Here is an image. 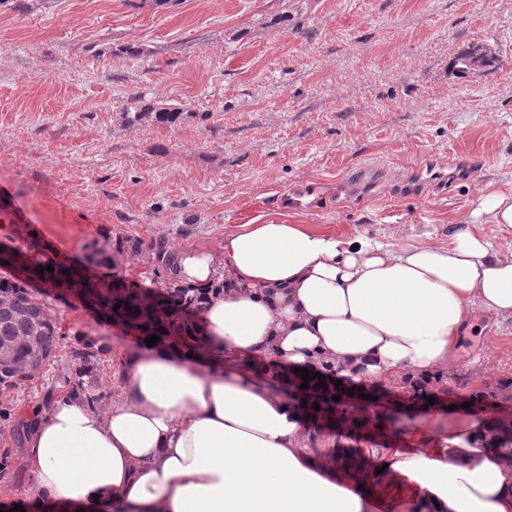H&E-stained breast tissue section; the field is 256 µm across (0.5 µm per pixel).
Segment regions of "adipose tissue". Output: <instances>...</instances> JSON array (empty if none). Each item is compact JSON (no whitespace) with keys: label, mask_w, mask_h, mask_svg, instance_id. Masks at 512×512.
Here are the masks:
<instances>
[{"label":"adipose tissue","mask_w":512,"mask_h":512,"mask_svg":"<svg viewBox=\"0 0 512 512\" xmlns=\"http://www.w3.org/2000/svg\"><path fill=\"white\" fill-rule=\"evenodd\" d=\"M174 279L224 287L198 319L213 348L291 368L316 355L352 381L446 368L473 311L512 319V252L462 223L447 245L381 243L250 222L222 255L184 249ZM106 408L57 400L27 437L34 500L70 512H373L356 485L327 479L296 404L243 370L156 344L121 358ZM486 420L411 454L374 448L436 512H512V471L481 447Z\"/></svg>","instance_id":"obj_1"}]
</instances>
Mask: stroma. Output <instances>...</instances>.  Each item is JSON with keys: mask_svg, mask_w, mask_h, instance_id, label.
Returning <instances> with one entry per match:
<instances>
[{"mask_svg": "<svg viewBox=\"0 0 512 512\" xmlns=\"http://www.w3.org/2000/svg\"><path fill=\"white\" fill-rule=\"evenodd\" d=\"M489 47L490 74L455 56ZM176 104L173 128L130 126L134 98ZM206 120H198V113ZM317 188L311 206L279 193ZM512 193V0H13L0 5V245L59 224L75 264L104 242L162 238L170 250L220 252L254 219L381 242L447 244L482 195ZM88 276L154 285L145 254ZM67 337H105L112 358L141 346L78 297L50 299ZM445 383L464 394L512 377V320L474 313ZM58 362L0 394V504L36 512L14 424ZM458 414L396 425L399 448L458 434Z\"/></svg>", "mask_w": 512, "mask_h": 512, "instance_id": "obj_1", "label": "stroma"}]
</instances>
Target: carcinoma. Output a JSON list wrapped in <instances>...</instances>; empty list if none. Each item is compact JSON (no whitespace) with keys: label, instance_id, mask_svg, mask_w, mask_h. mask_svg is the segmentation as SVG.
Here are the masks:
<instances>
[{"label":"carcinoma","instance_id":"carcinoma-1","mask_svg":"<svg viewBox=\"0 0 512 512\" xmlns=\"http://www.w3.org/2000/svg\"><path fill=\"white\" fill-rule=\"evenodd\" d=\"M457 64L464 72L492 69L496 66V59L489 49L474 46L457 58ZM193 116L195 113L183 107H159L149 103L132 106L124 113L125 121L131 126L148 124L170 128ZM128 251L147 253L148 262L153 265V273L162 289L139 294L126 288L122 281L110 279L99 281L98 288L87 292L83 281L64 277V272L58 267L51 272H42L40 264L34 263L32 268L36 278L44 282L49 290L57 292L63 288L67 293L98 307L106 317L119 319L129 329L146 338L156 335L160 341L175 348L189 343L197 354H211L210 340L194 322V317L200 313L208 296L218 292V288H191L171 282L174 252L161 239L146 244L138 238L121 237L109 249L94 251L92 261L110 268L112 256ZM117 303L120 307L116 310L114 305ZM161 327L165 332L159 331ZM60 339L62 336L58 334L57 321L48 304L35 296L25 280L12 274L0 275V391L14 390L35 378L55 359ZM76 343L79 348H70V360L64 375L66 393L62 394L56 389L46 391L42 402L45 409L63 395H78L95 406L101 405L107 397L100 386L99 377L111 345L86 335L77 338ZM250 372L264 379L273 375L278 377V381L288 388V393L297 402L307 401L301 412L312 420L310 433L315 437L318 436L320 424L331 423L336 414L343 420L360 421L362 409L332 400L336 395L337 370L331 364L318 361L317 376L310 377L307 389L300 388L303 383L300 373L290 378L266 368L252 367ZM322 380L326 382V387H316ZM442 381L441 374L420 379L407 374L403 379V383L415 392ZM470 400L479 404L511 406L512 377L485 385L483 389L473 392ZM316 403L320 406L318 410L314 407ZM485 441L490 448H512V424L498 418L491 420Z\"/></svg>","mask_w":512,"mask_h":512}]
</instances>
